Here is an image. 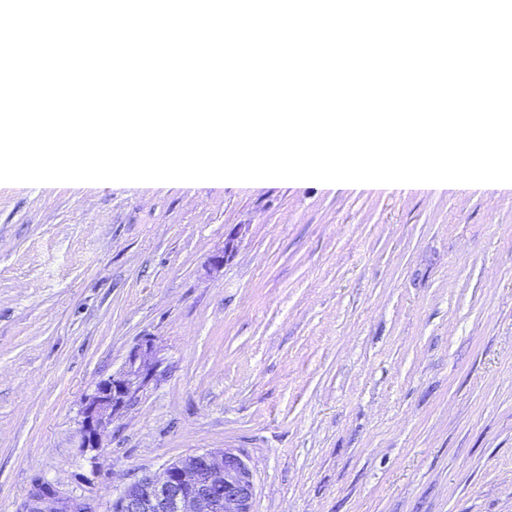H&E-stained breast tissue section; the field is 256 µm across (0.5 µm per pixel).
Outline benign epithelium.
<instances>
[{"instance_id": "1", "label": "benign epithelium", "mask_w": 512, "mask_h": 512, "mask_svg": "<svg viewBox=\"0 0 512 512\" xmlns=\"http://www.w3.org/2000/svg\"><path fill=\"white\" fill-rule=\"evenodd\" d=\"M160 359L154 340L143 337L129 351L122 369L95 383L80 409L78 433L83 448L101 447V434L132 409L157 376ZM92 512L86 504L59 497L45 486L30 512ZM111 512H254V483L248 462L231 449H206L178 458L156 473L127 483L110 504Z\"/></svg>"}]
</instances>
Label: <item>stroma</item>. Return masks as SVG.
<instances>
[{"label":"stroma","mask_w":512,"mask_h":512,"mask_svg":"<svg viewBox=\"0 0 512 512\" xmlns=\"http://www.w3.org/2000/svg\"><path fill=\"white\" fill-rule=\"evenodd\" d=\"M217 448L255 512H512V185L0 184V512ZM160 364L154 340L145 336L129 351L120 371L95 383L80 409L81 447H101V434L115 418L136 405L140 394L157 376Z\"/></svg>","instance_id":"35a3bbf8"}]
</instances>
